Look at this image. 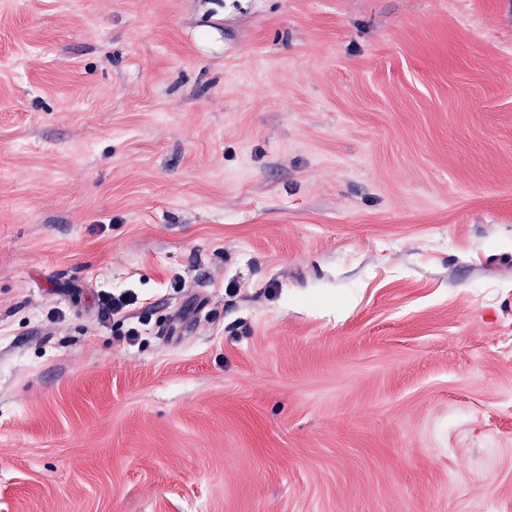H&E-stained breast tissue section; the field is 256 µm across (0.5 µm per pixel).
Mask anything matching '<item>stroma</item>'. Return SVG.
<instances>
[{
    "label": "stroma",
    "instance_id": "obj_1",
    "mask_svg": "<svg viewBox=\"0 0 512 512\" xmlns=\"http://www.w3.org/2000/svg\"><path fill=\"white\" fill-rule=\"evenodd\" d=\"M0 512H512V0H0Z\"/></svg>",
    "mask_w": 512,
    "mask_h": 512
}]
</instances>
